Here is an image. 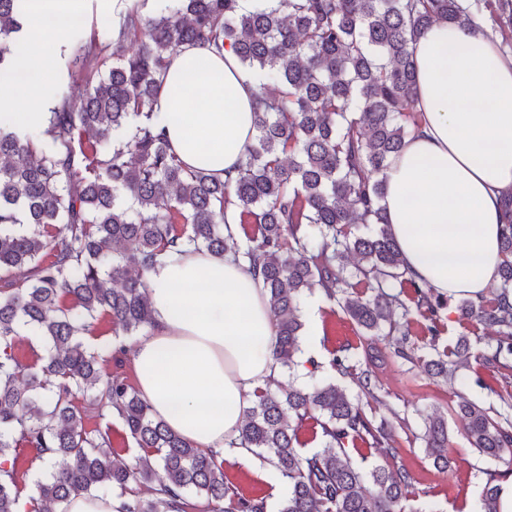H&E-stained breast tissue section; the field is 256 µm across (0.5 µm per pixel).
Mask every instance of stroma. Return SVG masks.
I'll return each mask as SVG.
<instances>
[{"label":"stroma","mask_w":512,"mask_h":512,"mask_svg":"<svg viewBox=\"0 0 512 512\" xmlns=\"http://www.w3.org/2000/svg\"><path fill=\"white\" fill-rule=\"evenodd\" d=\"M318 311L323 323L321 358L329 360L335 350L351 345L362 350L363 336L343 313L339 303L318 293L308 294L302 304L303 315ZM378 387L374 397L362 398L366 413L374 419H386L393 428L394 445L413 478V487L403 503L404 512H418L423 500L435 502L440 512H471L480 485L487 474L497 482L512 479V462L507 463L481 456L460 434L462 423L453 414L455 385L441 378H429L418 362L386 354L374 367ZM447 412L448 424L457 436L451 450L453 463L448 470L436 469L424 451L420 438L423 421L433 411ZM225 476L241 494L266 497L270 507L279 499L271 493L274 474L260 463L244 465L229 458L224 462Z\"/></svg>","instance_id":"obj_1"}]
</instances>
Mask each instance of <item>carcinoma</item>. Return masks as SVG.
<instances>
[{
	"mask_svg": "<svg viewBox=\"0 0 512 512\" xmlns=\"http://www.w3.org/2000/svg\"><path fill=\"white\" fill-rule=\"evenodd\" d=\"M485 13L501 33L512 30V0H279L249 12L239 0H175L156 17L119 11L100 36L75 30L67 74L85 83V97H56L45 147L0 127V512L19 510L20 446L42 466L29 497L38 512L78 494L128 496L123 512H187L191 494L205 499L206 512H268L266 499L229 486L220 452L172 431L124 376L105 369L127 356L122 337L152 325L146 273L188 247L230 253L262 282L277 321L273 356L290 373L307 291L342 295L363 334L388 337L402 358L413 350L417 312L429 377L478 364L455 391L469 445L492 459L512 451V414L493 417L468 397L487 385L482 370H512V195L498 283L456 304L460 319L494 330L495 345L474 356L466 336L438 348L447 300L403 268L380 204L390 158L420 127L411 42L436 21ZM29 24L26 0H0L1 76L12 74ZM128 43L138 51L126 54ZM189 47L229 48L275 82L254 92V136L222 179L183 162L157 126L168 68ZM229 213L240 227L255 225L247 244L226 228ZM349 254L358 258L352 272ZM102 315L113 340L93 346L86 337ZM20 336L42 348L36 363L15 354ZM310 364L306 384L272 378L257 390L229 447L279 472L277 512H402L412 477L388 422L336 382L350 376L372 397L376 377L357 370L348 348L325 372ZM98 407L134 440L132 463L112 460L109 429L85 424V410ZM304 431L320 449L301 451ZM422 440L434 466L448 468L445 414L424 419ZM371 448L383 463L367 462ZM499 492L488 476L474 512H500Z\"/></svg>",
	"mask_w": 512,
	"mask_h": 512,
	"instance_id": "carcinoma-1",
	"label": "carcinoma"
}]
</instances>
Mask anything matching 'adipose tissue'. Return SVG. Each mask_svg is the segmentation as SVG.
Wrapping results in <instances>:
<instances>
[{
  "label": "adipose tissue",
  "mask_w": 512,
  "mask_h": 512,
  "mask_svg": "<svg viewBox=\"0 0 512 512\" xmlns=\"http://www.w3.org/2000/svg\"><path fill=\"white\" fill-rule=\"evenodd\" d=\"M17 96L27 127L55 104L43 70L50 46L86 13L85 0H28ZM419 130L383 174L380 204L402 264L451 300L478 298L498 279L502 198L512 193V55L478 21L434 23L411 45ZM255 75L232 50L178 52L161 95V124L189 166L215 175L241 160L253 129ZM154 324L133 356L136 387L154 414L196 447L227 450L257 389L278 377L275 319L261 284L231 257L183 252L147 274Z\"/></svg>",
  "instance_id": "obj_1"
}]
</instances>
